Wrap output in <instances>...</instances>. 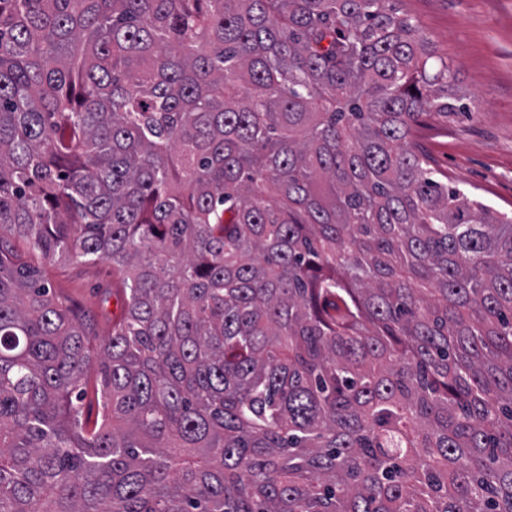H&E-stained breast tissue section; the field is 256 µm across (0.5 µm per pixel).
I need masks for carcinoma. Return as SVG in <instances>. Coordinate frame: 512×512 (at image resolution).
Masks as SVG:
<instances>
[{
  "label": "carcinoma",
  "instance_id": "obj_1",
  "mask_svg": "<svg viewBox=\"0 0 512 512\" xmlns=\"http://www.w3.org/2000/svg\"><path fill=\"white\" fill-rule=\"evenodd\" d=\"M397 2L0 0V512H512V215ZM17 246L26 253L31 265L50 280L58 293L68 297L85 312L89 331L97 335V341L106 338L112 324V312H117L112 294L106 299V292H112V266L100 261L56 268L29 251L23 242Z\"/></svg>",
  "mask_w": 512,
  "mask_h": 512
}]
</instances>
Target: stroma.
<instances>
[{"label":"stroma","mask_w":512,"mask_h":512,"mask_svg":"<svg viewBox=\"0 0 512 512\" xmlns=\"http://www.w3.org/2000/svg\"><path fill=\"white\" fill-rule=\"evenodd\" d=\"M438 53L457 69L469 112L425 120L415 135L428 164L450 184L512 210V0H401ZM28 261L56 291L86 314L92 334L106 338L116 310L112 267L100 261L58 268L35 253Z\"/></svg>","instance_id":"obj_1"}]
</instances>
